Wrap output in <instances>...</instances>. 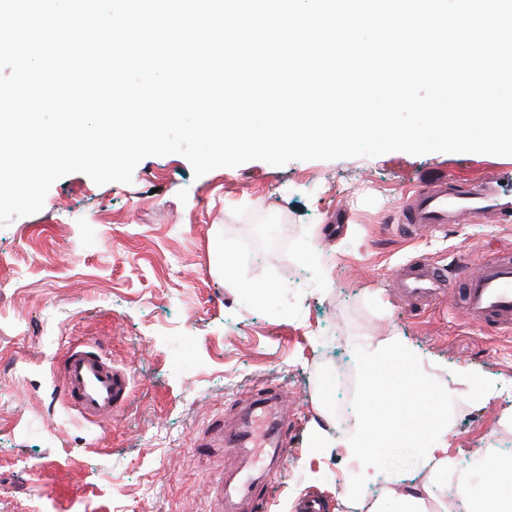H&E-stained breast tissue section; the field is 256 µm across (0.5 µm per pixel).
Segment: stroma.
Segmentation results:
<instances>
[{
    "mask_svg": "<svg viewBox=\"0 0 512 512\" xmlns=\"http://www.w3.org/2000/svg\"><path fill=\"white\" fill-rule=\"evenodd\" d=\"M436 172L497 173L512 189V156L402 151L200 177L169 154L143 159L128 184L80 172L54 182L40 211L0 228V512H213L206 483L234 454L202 435L261 388L280 390L296 420L266 512H296L313 492L327 512H363L348 495L364 455L314 444V427L337 435L319 403L336 364L353 378L347 432L362 411L387 413L371 449L385 476L367 489L380 512L392 508L387 489L429 481L416 446L437 414L450 458L512 449V335L444 304L409 311L393 290L409 258L473 268L512 250V223L489 219L411 241L388 233ZM71 211L82 223H67ZM395 334L417 354L422 386L394 366L367 381L361 348ZM77 341L98 342L131 375L110 419L84 420L63 397L54 367ZM473 376L495 384L491 398Z\"/></svg>",
    "mask_w": 512,
    "mask_h": 512,
    "instance_id": "1",
    "label": "stroma"
}]
</instances>
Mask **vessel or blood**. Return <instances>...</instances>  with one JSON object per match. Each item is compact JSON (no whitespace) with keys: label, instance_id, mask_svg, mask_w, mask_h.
Returning <instances> with one entry per match:
<instances>
[{"label":"vessel or blood","instance_id":"1","mask_svg":"<svg viewBox=\"0 0 512 512\" xmlns=\"http://www.w3.org/2000/svg\"><path fill=\"white\" fill-rule=\"evenodd\" d=\"M487 212L495 214L501 223L512 222V197L505 193L498 177L457 185L447 176L436 175L422 189L408 195L400 229L412 236L423 228L438 230ZM395 283L408 308L458 301L470 323L512 333L511 254L488 259L477 272L466 273L465 287L460 292L447 269L420 257L399 266ZM57 371L66 402L89 420L111 416L131 393L129 374L87 345L72 347ZM288 420V408L279 393L261 390L246 401L242 415L225 424V443L242 452L244 458L241 471L234 477H218L211 485L220 512H257L269 495L268 477L283 464ZM259 446L266 450L267 463L256 473L251 469V454Z\"/></svg>","mask_w":512,"mask_h":512}]
</instances>
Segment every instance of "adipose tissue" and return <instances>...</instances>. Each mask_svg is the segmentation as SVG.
Returning <instances> with one entry per match:
<instances>
[{
	"mask_svg": "<svg viewBox=\"0 0 512 512\" xmlns=\"http://www.w3.org/2000/svg\"><path fill=\"white\" fill-rule=\"evenodd\" d=\"M362 358L369 371H376L382 366L397 363L406 371L416 369L417 359L406 340L392 336L374 347L368 348ZM449 429L446 423L429 425L425 435L418 442L417 452L422 459L435 462L434 485H421L408 488L407 492L395 498L393 512H426L425 501L435 498L437 493L448 489V441ZM500 479L505 485V492L493 494L474 482L462 481L460 489L472 502L474 512H512V462L503 461L497 467Z\"/></svg>",
	"mask_w": 512,
	"mask_h": 512,
	"instance_id": "obj_1",
	"label": "adipose tissue"
}]
</instances>
